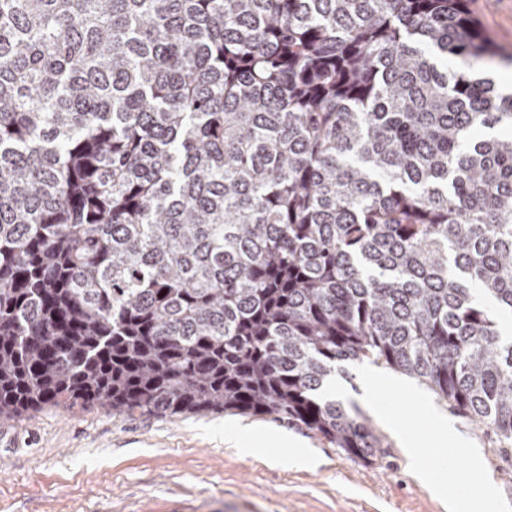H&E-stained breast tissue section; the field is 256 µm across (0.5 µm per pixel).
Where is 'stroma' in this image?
Returning a JSON list of instances; mask_svg holds the SVG:
<instances>
[{
	"label": "stroma",
	"mask_w": 512,
	"mask_h": 512,
	"mask_svg": "<svg viewBox=\"0 0 512 512\" xmlns=\"http://www.w3.org/2000/svg\"><path fill=\"white\" fill-rule=\"evenodd\" d=\"M497 51L512 55V0H469ZM337 378V400L359 407L381 436L377 459L351 461L321 436L269 416L204 412L169 417L45 407L0 420V512H448L408 465L400 434L448 419L480 455L497 507L512 512V444L438 400L383 389L363 401L370 361ZM304 446L286 458L284 439Z\"/></svg>",
	"instance_id": "stroma-1"
}]
</instances>
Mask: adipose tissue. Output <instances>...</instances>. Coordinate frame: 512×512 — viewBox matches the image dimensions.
Returning a JSON list of instances; mask_svg holds the SVG:
<instances>
[{
  "label": "adipose tissue",
  "mask_w": 512,
  "mask_h": 512,
  "mask_svg": "<svg viewBox=\"0 0 512 512\" xmlns=\"http://www.w3.org/2000/svg\"><path fill=\"white\" fill-rule=\"evenodd\" d=\"M411 465L427 484L432 494L447 498L451 512H485L493 499V489L485 481L480 466L466 471L434 470L428 465V454L422 437L415 433L405 437Z\"/></svg>",
  "instance_id": "adipose-tissue-1"
}]
</instances>
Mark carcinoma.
Instances as JSON below:
<instances>
[{
  "instance_id": "obj_1",
  "label": "carcinoma",
  "mask_w": 512,
  "mask_h": 512,
  "mask_svg": "<svg viewBox=\"0 0 512 512\" xmlns=\"http://www.w3.org/2000/svg\"><path fill=\"white\" fill-rule=\"evenodd\" d=\"M468 0H0V419L271 416L372 359L512 441V93Z\"/></svg>"
}]
</instances>
